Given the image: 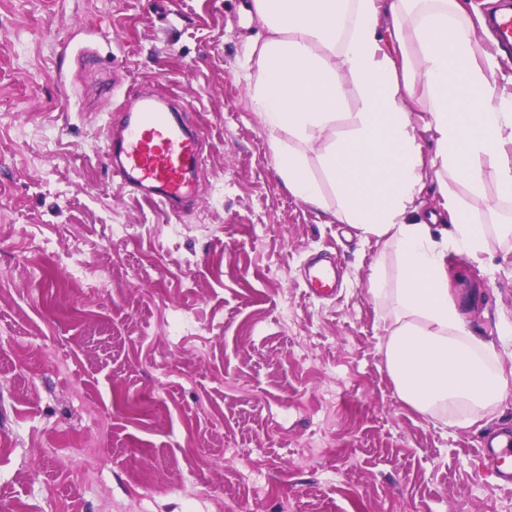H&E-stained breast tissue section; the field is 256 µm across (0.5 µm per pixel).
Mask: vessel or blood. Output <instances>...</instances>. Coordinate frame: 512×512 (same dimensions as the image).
<instances>
[{
	"label": "vessel or blood",
	"mask_w": 512,
	"mask_h": 512,
	"mask_svg": "<svg viewBox=\"0 0 512 512\" xmlns=\"http://www.w3.org/2000/svg\"><path fill=\"white\" fill-rule=\"evenodd\" d=\"M498 47L512 51V9L488 19ZM108 167L122 189L158 203L168 214L181 215L199 193L197 178L204 168L201 138L179 114L165 111L152 98L146 99L134 118L106 124ZM306 286L310 294L332 293L331 270L313 268ZM480 457L499 479H512V439L498 448L482 449Z\"/></svg>",
	"instance_id": "obj_1"
}]
</instances>
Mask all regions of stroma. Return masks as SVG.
Segmentation results:
<instances>
[{
	"instance_id": "35a3bbf8",
	"label": "stroma",
	"mask_w": 512,
	"mask_h": 512,
	"mask_svg": "<svg viewBox=\"0 0 512 512\" xmlns=\"http://www.w3.org/2000/svg\"><path fill=\"white\" fill-rule=\"evenodd\" d=\"M250 2L0 0V512H512L477 457L512 388L476 414L397 399V254L284 187ZM141 94L204 139L178 217L106 166L104 115ZM330 256L335 295H309ZM446 262L511 373L512 235Z\"/></svg>"
}]
</instances>
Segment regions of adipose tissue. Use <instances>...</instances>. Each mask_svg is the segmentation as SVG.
I'll return each mask as SVG.
<instances>
[{
  "label": "adipose tissue",
  "mask_w": 512,
  "mask_h": 512,
  "mask_svg": "<svg viewBox=\"0 0 512 512\" xmlns=\"http://www.w3.org/2000/svg\"><path fill=\"white\" fill-rule=\"evenodd\" d=\"M251 9L267 36L251 48L250 100L289 193L327 207L309 173L316 154L336 194L333 217L399 255L400 315L385 342L398 398L423 415L494 405L512 381L489 368L493 345L466 329L445 265L450 249L483 253L487 224L500 223V203L512 201V96L501 93L464 0H252ZM350 88L356 102L345 116ZM421 128L433 153L418 141ZM282 131L298 147L284 146ZM488 177L496 199L482 223L448 182L479 194ZM433 178L451 226L444 248L413 218Z\"/></svg>",
  "instance_id": "adipose-tissue-1"
}]
</instances>
